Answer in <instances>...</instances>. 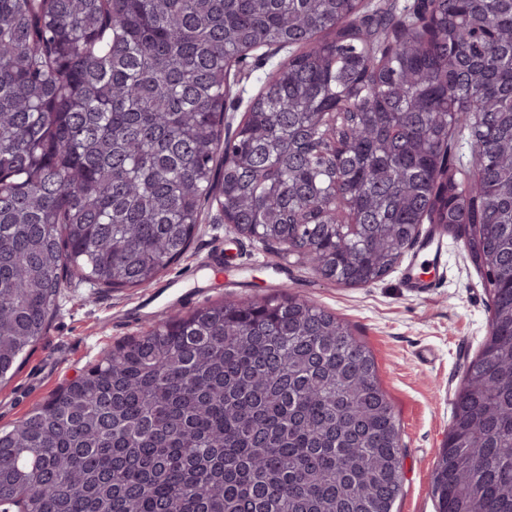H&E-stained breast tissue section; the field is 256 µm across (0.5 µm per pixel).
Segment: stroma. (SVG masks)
Returning <instances> with one entry per match:
<instances>
[{"label":"stroma","mask_w":512,"mask_h":512,"mask_svg":"<svg viewBox=\"0 0 512 512\" xmlns=\"http://www.w3.org/2000/svg\"><path fill=\"white\" fill-rule=\"evenodd\" d=\"M264 73L253 55L232 66L231 124L241 121ZM215 251L224 254L220 276L207 263ZM415 255L406 250L379 281L347 286L322 278L297 257L280 259L277 247L236 233L219 210L206 209L187 253L150 287L93 288L75 280L63 289L46 336L14 376L0 382V428L14 425L118 343L171 315L287 292L335 313L370 350L403 448L404 483L394 512H436L432 474L465 368L490 331L491 295L463 238L444 237L439 260L425 264L436 282L430 292L404 285Z\"/></svg>","instance_id":"obj_1"}]
</instances>
